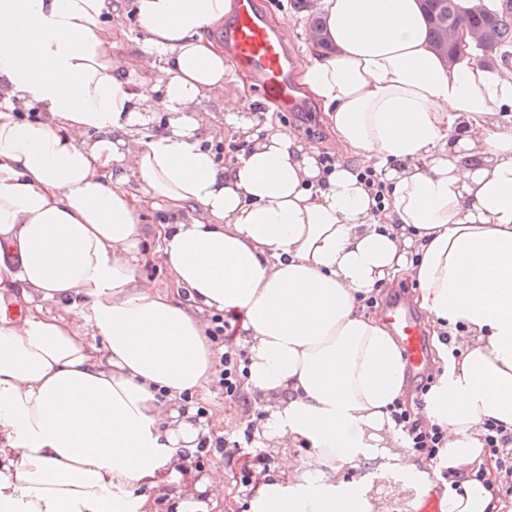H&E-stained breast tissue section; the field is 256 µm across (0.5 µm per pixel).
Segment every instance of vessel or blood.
Here are the masks:
<instances>
[{
	"label": "vessel or blood",
	"instance_id": "b4317fda",
	"mask_svg": "<svg viewBox=\"0 0 512 512\" xmlns=\"http://www.w3.org/2000/svg\"><path fill=\"white\" fill-rule=\"evenodd\" d=\"M221 37L233 64L252 75L259 93L285 110L299 105L291 48L281 27L273 25L259 8L258 0H235L234 13ZM385 317L405 350L408 369L425 372L428 349L416 312L407 301L398 299L387 306Z\"/></svg>",
	"mask_w": 512,
	"mask_h": 512
}]
</instances>
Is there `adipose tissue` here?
<instances>
[{
  "instance_id": "obj_1",
  "label": "adipose tissue",
  "mask_w": 512,
  "mask_h": 512,
  "mask_svg": "<svg viewBox=\"0 0 512 512\" xmlns=\"http://www.w3.org/2000/svg\"><path fill=\"white\" fill-rule=\"evenodd\" d=\"M232 10L0 0V512L217 507L194 402L215 314L249 359L241 423L276 455L248 512H386L372 481L420 470L390 414L407 363L361 301L402 276L458 350L420 410L458 481L425 492L440 512H501L512 451L484 434L512 435V68L448 65L418 0H317L333 49L311 50L300 80L336 135L328 171L246 104L206 37ZM127 13L139 53L122 64L111 19ZM216 106L235 145L221 156ZM146 204L167 290L142 271Z\"/></svg>"
}]
</instances>
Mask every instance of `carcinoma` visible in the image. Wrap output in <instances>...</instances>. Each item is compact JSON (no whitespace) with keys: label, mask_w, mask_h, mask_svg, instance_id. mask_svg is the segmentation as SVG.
<instances>
[{"label":"carcinoma","mask_w":512,"mask_h":512,"mask_svg":"<svg viewBox=\"0 0 512 512\" xmlns=\"http://www.w3.org/2000/svg\"><path fill=\"white\" fill-rule=\"evenodd\" d=\"M427 22L430 42L443 41L448 25L465 16L474 29L487 34V42L479 48V55L487 65L509 63L512 58V0H494L489 10L462 13L457 0H420Z\"/></svg>","instance_id":"cac0c4a2"}]
</instances>
